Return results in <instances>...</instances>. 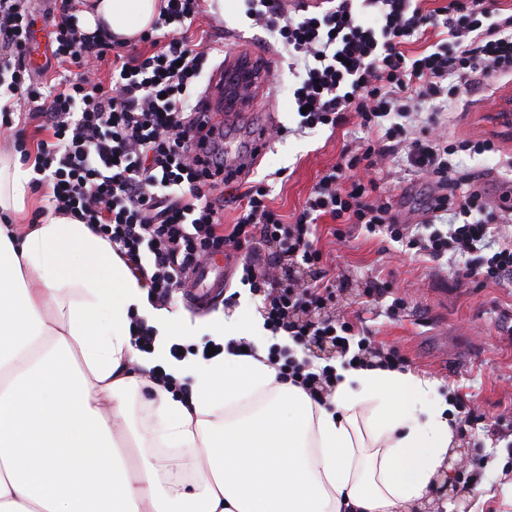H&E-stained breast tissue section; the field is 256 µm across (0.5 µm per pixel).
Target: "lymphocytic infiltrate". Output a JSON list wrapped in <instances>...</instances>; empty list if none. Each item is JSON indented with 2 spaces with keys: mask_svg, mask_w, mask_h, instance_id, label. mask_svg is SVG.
I'll return each instance as SVG.
<instances>
[{
  "mask_svg": "<svg viewBox=\"0 0 512 512\" xmlns=\"http://www.w3.org/2000/svg\"><path fill=\"white\" fill-rule=\"evenodd\" d=\"M28 2L0 0V50L12 61L15 111L37 110L52 132L35 170L52 188L55 212L90 224L145 282L153 301L167 303L201 261L240 253L245 281L263 295L271 332L288 333L295 345L326 342L361 365L373 337L352 322L319 317L338 301L335 283L320 274L298 281L272 271L295 258L309 269L322 265L320 219L330 218L342 241L349 226L385 233L432 259H459L465 277L495 284L512 279V242L489 241L494 216L480 187L457 176L453 161L459 150L482 154L496 146L490 140L457 145L439 132L444 113L457 106L459 86L491 87L512 77V14L496 11L492 0H441L432 9L425 0H335L297 19L286 16L283 0H248L252 20L278 33L303 72L293 91L302 111L299 128L334 129L353 117L369 137L323 174L292 220L271 206L268 187L257 183L240 195L228 226L211 192L239 174L225 171L222 147L195 151L209 126L195 85L211 46L192 41L189 32L205 0H165L142 36L150 54L132 57L107 34L84 33L76 14H64L50 38L67 74L54 85L31 77ZM431 28L440 40L411 51L413 40ZM104 68L106 83L99 78ZM398 154L437 186L425 223L402 220L381 186L383 162ZM441 217L448 220L443 230L434 226ZM268 361L281 379L326 404L333 367L313 369L286 348L270 352Z\"/></svg>",
  "mask_w": 512,
  "mask_h": 512,
  "instance_id": "1",
  "label": "lymphocytic infiltrate"
}]
</instances>
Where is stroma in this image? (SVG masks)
<instances>
[{
    "label": "stroma",
    "mask_w": 512,
    "mask_h": 512,
    "mask_svg": "<svg viewBox=\"0 0 512 512\" xmlns=\"http://www.w3.org/2000/svg\"><path fill=\"white\" fill-rule=\"evenodd\" d=\"M201 24L220 51L206 64L197 90H204L212 72L230 56L247 55L274 68L257 109L225 128L224 142L240 150L265 122L290 127V134L266 145L252 178L265 181L272 206L292 216L318 179L339 163L342 152L356 150L367 133L351 119L333 130L295 134L299 117L293 90L298 79L288 69V53L276 33L254 25L245 0H224L223 15H204ZM457 96L459 108L444 119L442 130L452 142L495 143V151H461L454 161L474 175L493 212L502 213L503 197L512 195V166L506 162L512 157V131L500 126L495 115L502 99L512 96V81L494 92L462 86ZM12 120L10 127H0V148L20 143L29 157H36L39 144L50 140V131L25 114H13ZM390 167L388 184L397 211L415 222L426 220L434 185L406 170L402 159L392 160ZM333 228L328 218L319 224L324 269L335 280L341 300L329 317L347 319L372 334L377 345L399 349L410 374L433 382L437 395L461 400L478 416L471 426L455 423L459 462L436 487L429 512H512V286L458 277L447 260L413 256L384 234L368 237L354 230L342 242ZM366 275L391 282L393 297L404 303L399 315H388L386 303L368 302L361 288ZM240 276V271H231L222 299L204 310L192 305L188 291L173 293L166 310L179 313L194 330L183 339L185 348L202 346L210 328L223 321L263 324V300ZM467 473L476 477V488L467 487Z\"/></svg>",
    "instance_id": "1"
}]
</instances>
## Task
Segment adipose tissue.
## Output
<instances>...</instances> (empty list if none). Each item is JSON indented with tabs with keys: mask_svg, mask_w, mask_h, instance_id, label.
<instances>
[{
	"mask_svg": "<svg viewBox=\"0 0 512 512\" xmlns=\"http://www.w3.org/2000/svg\"><path fill=\"white\" fill-rule=\"evenodd\" d=\"M161 0H85L79 25L136 40ZM33 167L0 153V213L23 211ZM37 280L30 291L28 280ZM157 330L152 353L130 311ZM191 330L90 225L61 214L0 224V512H420L454 443V406L432 383L376 366L337 369L331 407L282 383L269 340L249 354L163 362ZM163 365L189 397L150 383ZM149 387L160 427L115 432ZM157 448L176 449L174 466Z\"/></svg>",
	"mask_w": 512,
	"mask_h": 512,
	"instance_id": "ef3b65f1",
	"label": "adipose tissue"
}]
</instances>
